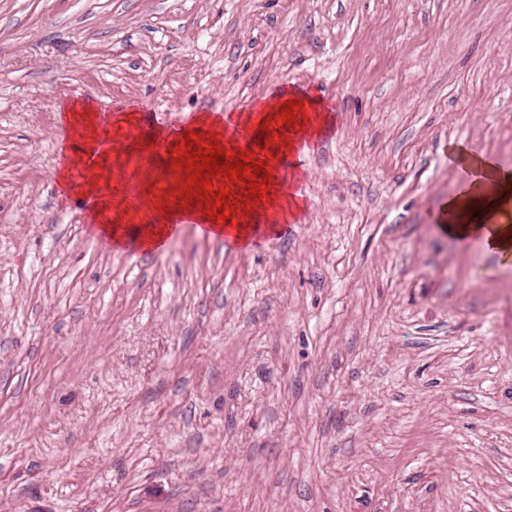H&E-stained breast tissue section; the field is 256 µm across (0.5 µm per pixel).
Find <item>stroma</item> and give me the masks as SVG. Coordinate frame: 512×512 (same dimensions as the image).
<instances>
[{
  "mask_svg": "<svg viewBox=\"0 0 512 512\" xmlns=\"http://www.w3.org/2000/svg\"><path fill=\"white\" fill-rule=\"evenodd\" d=\"M333 133L249 249L117 251L58 110L290 88ZM512 168V0H0V512H512V262L438 229Z\"/></svg>",
  "mask_w": 512,
  "mask_h": 512,
  "instance_id": "stroma-1",
  "label": "stroma"
}]
</instances>
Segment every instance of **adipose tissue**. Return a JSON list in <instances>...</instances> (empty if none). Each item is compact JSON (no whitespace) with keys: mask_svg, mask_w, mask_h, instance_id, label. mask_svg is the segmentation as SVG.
Here are the masks:
<instances>
[{"mask_svg":"<svg viewBox=\"0 0 512 512\" xmlns=\"http://www.w3.org/2000/svg\"><path fill=\"white\" fill-rule=\"evenodd\" d=\"M288 100L297 104L298 109L288 127L289 136L283 142L285 149L295 150L297 145L308 144L311 139L331 131L333 122L320 99L294 90L289 92ZM97 113L95 105L87 100L66 104L60 111L59 120L68 127L70 137L62 149L57 184L61 195L68 198L97 197V206L90 215V229L108 246L119 250L131 247L148 253L163 251L177 232L174 220L184 217L204 223L209 237L231 234L234 244L243 248L250 247L259 236L279 232V225L270 222L261 198H253L248 220H222L211 212L208 197L195 196L194 207L188 209L182 200L176 199L174 189H158V180L169 174L175 153L174 146L161 131L148 146L153 155V176L141 189L139 198L112 199L105 193V186L123 177L124 154L140 150L141 145L132 141L121 143L113 150H99ZM89 156L95 159L93 167L82 177H74L77 165ZM448 160L460 164L472 182L482 185L483 191L473 195L462 189L443 203L440 229L460 244L476 241L486 250L498 253L502 261L512 260V169L502 167L494 157L462 142L450 144ZM144 208L170 213L171 223H129V216Z\"/></svg>","mask_w":512,"mask_h":512,"instance_id":"obj_1","label":"adipose tissue"}]
</instances>
